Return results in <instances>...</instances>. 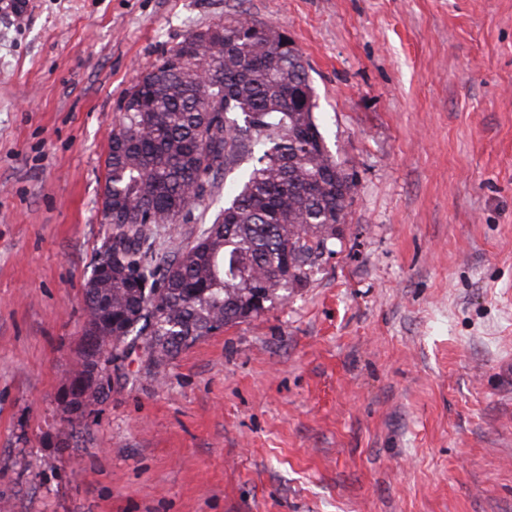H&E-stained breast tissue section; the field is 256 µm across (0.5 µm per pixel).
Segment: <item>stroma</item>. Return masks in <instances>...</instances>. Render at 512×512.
Listing matches in <instances>:
<instances>
[{"label": "stroma", "mask_w": 512, "mask_h": 512, "mask_svg": "<svg viewBox=\"0 0 512 512\" xmlns=\"http://www.w3.org/2000/svg\"><path fill=\"white\" fill-rule=\"evenodd\" d=\"M240 17L356 184L334 251L72 418L117 104ZM1 503L512 512V0H0Z\"/></svg>", "instance_id": "stroma-1"}]
</instances>
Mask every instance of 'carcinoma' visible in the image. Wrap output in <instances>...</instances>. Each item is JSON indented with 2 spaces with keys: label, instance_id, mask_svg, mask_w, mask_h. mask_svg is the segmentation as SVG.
<instances>
[{
  "label": "carcinoma",
  "instance_id": "carcinoma-1",
  "mask_svg": "<svg viewBox=\"0 0 512 512\" xmlns=\"http://www.w3.org/2000/svg\"><path fill=\"white\" fill-rule=\"evenodd\" d=\"M301 56L288 36L248 19L187 33L127 89L112 126L104 193L112 274L84 286L82 402L129 382L138 352L158 368L196 341L260 313L333 253L355 182L329 153ZM237 172L220 210L191 243L161 232L195 223L211 178Z\"/></svg>",
  "mask_w": 512,
  "mask_h": 512
}]
</instances>
